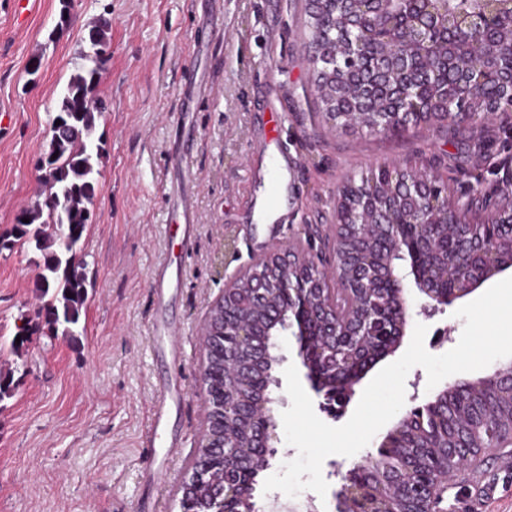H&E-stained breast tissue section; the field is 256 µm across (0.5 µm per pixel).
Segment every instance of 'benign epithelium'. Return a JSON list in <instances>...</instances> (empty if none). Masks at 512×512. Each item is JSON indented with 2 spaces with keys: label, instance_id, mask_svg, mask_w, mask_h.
Returning a JSON list of instances; mask_svg holds the SVG:
<instances>
[{
  "label": "benign epithelium",
  "instance_id": "7a95c632",
  "mask_svg": "<svg viewBox=\"0 0 512 512\" xmlns=\"http://www.w3.org/2000/svg\"><path fill=\"white\" fill-rule=\"evenodd\" d=\"M322 7L334 5L329 16L333 25L361 29L363 37L334 45L316 46L313 66L324 65L336 69L342 91L366 95L372 86L362 80L354 63L370 46H377L402 80L401 111L397 112H331L329 116L344 126L367 129L371 132L394 133L411 124L434 127L440 117L448 113L432 111V101L414 95L411 86L419 81L435 83L437 68H453L458 83L465 89L474 88L490 78L500 79L507 88L506 99L512 102V0H314ZM505 25L508 34L495 44L478 40L488 29ZM500 108L482 107L463 112V120L474 119L488 124L497 119ZM384 182L394 188L391 200L377 202L371 192L349 180L336 198L335 222L332 224V254L329 263H316L303 253L290 248L276 249L263 257L251 260L229 277L224 288V306L208 319L205 335L224 337V379L220 391L211 395V406L216 419L224 424V436H214L202 444L204 456L197 461L184 480V485L198 486L208 477L211 462L218 460L224 469L223 512H240L239 505H247V512H262L255 500L256 488L248 474L253 469L249 457L241 454L230 429L240 422L250 425L251 447L270 463L279 453L274 446L276 422L271 404H285L281 395H266L254 400L255 388L242 382L248 376L243 367L258 362L277 363L285 356L276 354L279 342L257 346L253 342V322L248 318L229 314V305L239 295L248 297L255 306L266 311L270 323L276 326L275 335L295 336L298 355L307 369L316 396L328 397L306 359L301 337L312 331L325 344L318 349L325 367L336 362V343L349 341L355 358V376L343 388H336V406L318 403L320 411L335 418L343 416L345 406L354 394L367 368L394 353L404 336L410 318L407 300V280L413 277L418 290L427 302L418 314L431 318L443 308L473 293L492 277L512 268V261H502L496 249L481 239L471 252L458 255L454 261V277L458 286H448L433 280L423 265L433 256L448 248V235L435 229L442 226L473 224L477 221L493 229L495 236L512 241V168L507 170L502 186L497 189L500 198L482 216L475 215L468 204L448 199V190L437 186L440 176L427 170L412 169L399 162L380 166ZM373 225L387 240L392 251L411 255L413 263L400 269L395 261L371 264L354 249L369 239L367 227ZM251 280L245 288L234 284L245 272ZM346 288L365 297L376 293L388 296L386 313L376 314L359 305L354 313L341 316L332 302L321 300L310 306L307 292L302 287ZM277 294L288 296V309L274 300ZM512 389V379L506 380L497 369L474 380L460 379L439 392L434 400L412 409L399 419L398 424L384 438L378 455H386L399 448L398 441L406 427L419 420V414L449 398H470L480 390ZM483 452L470 445L456 447L449 465L426 475L406 463L400 467L386 466L373 472L371 464H359L342 471V465L332 462L333 473L339 477L334 491L336 512H448L442 503L448 498L457 477L472 469L474 460ZM397 484L411 489V505L395 509L379 508L387 502V495Z\"/></svg>",
  "mask_w": 512,
  "mask_h": 512
}]
</instances>
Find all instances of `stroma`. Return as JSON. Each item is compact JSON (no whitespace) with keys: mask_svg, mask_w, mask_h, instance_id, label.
Wrapping results in <instances>:
<instances>
[{"mask_svg":"<svg viewBox=\"0 0 512 512\" xmlns=\"http://www.w3.org/2000/svg\"><path fill=\"white\" fill-rule=\"evenodd\" d=\"M112 21L93 140L102 148L93 219L81 242L87 300L73 335H48L38 255L0 247V512H180L206 414L202 325L226 279L275 247L329 258L336 194L377 164L435 171L481 213L495 200L493 164L512 157V110L494 126L448 123L371 134L329 120L312 86L306 0H0V237L46 192L37 162L81 64L88 29ZM39 60L38 72L29 63ZM298 169L283 216L258 224L270 155ZM199 221L188 248L170 226L178 183ZM180 273L164 308L181 357L153 334L155 270ZM23 352L8 342L18 325ZM434 355L464 321L447 307L426 322ZM179 397L153 461L139 456L160 389ZM455 512H512V462L482 453L448 493Z\"/></svg>","mask_w":512,"mask_h":512,"instance_id":"1","label":"stroma"}]
</instances>
